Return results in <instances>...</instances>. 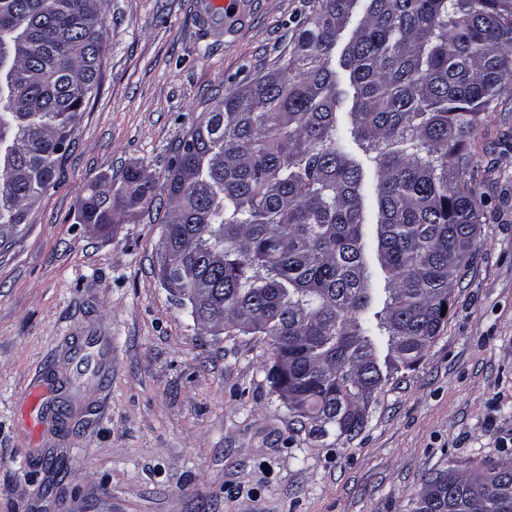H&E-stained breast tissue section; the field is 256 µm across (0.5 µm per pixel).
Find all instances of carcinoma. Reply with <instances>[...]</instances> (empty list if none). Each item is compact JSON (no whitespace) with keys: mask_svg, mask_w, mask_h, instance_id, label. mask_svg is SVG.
Segmentation results:
<instances>
[{"mask_svg":"<svg viewBox=\"0 0 512 512\" xmlns=\"http://www.w3.org/2000/svg\"><path fill=\"white\" fill-rule=\"evenodd\" d=\"M103 2L0 0V245L56 178V137L84 104L73 85L99 88ZM511 82L512 0H318L281 64L225 95L176 147L162 286L199 330L270 337L268 380L312 436L361 430L374 394L442 330L486 220L460 177L464 147ZM365 160L377 172L380 304L364 257ZM154 190L139 168L96 179L80 219H133ZM409 512H512V464L430 471Z\"/></svg>","mask_w":512,"mask_h":512,"instance_id":"obj_1","label":"carcinoma"}]
</instances>
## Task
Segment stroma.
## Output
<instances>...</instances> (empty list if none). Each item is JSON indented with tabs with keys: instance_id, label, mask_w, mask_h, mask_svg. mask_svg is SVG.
Returning <instances> with one entry per match:
<instances>
[{
	"instance_id": "stroma-1",
	"label": "stroma",
	"mask_w": 512,
	"mask_h": 512,
	"mask_svg": "<svg viewBox=\"0 0 512 512\" xmlns=\"http://www.w3.org/2000/svg\"><path fill=\"white\" fill-rule=\"evenodd\" d=\"M197 4L105 0L99 90L0 247V512H407L428 470L512 460V93L465 146L486 221L443 329L361 431L315 439L270 386V339L200 334L157 263L175 147L276 68L314 0H247L220 45ZM129 167L156 180L152 203L79 223L89 182ZM90 336L109 338L112 377L80 384L64 349ZM42 375L39 417L24 396Z\"/></svg>"
}]
</instances>
